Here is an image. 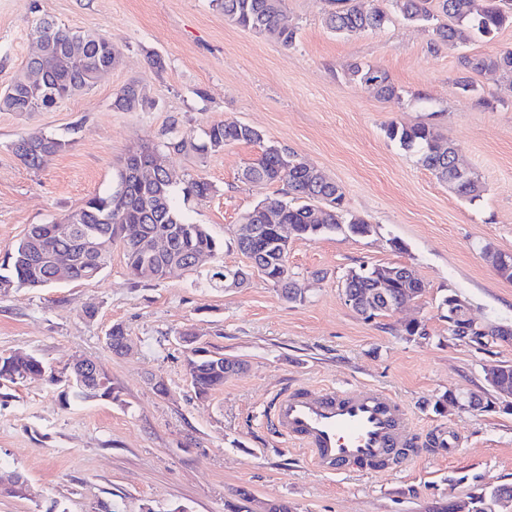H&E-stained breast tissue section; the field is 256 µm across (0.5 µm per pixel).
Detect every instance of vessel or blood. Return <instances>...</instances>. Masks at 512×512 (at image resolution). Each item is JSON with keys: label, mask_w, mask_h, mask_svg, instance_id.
I'll use <instances>...</instances> for the list:
<instances>
[{"label": "vessel or blood", "mask_w": 512, "mask_h": 512, "mask_svg": "<svg viewBox=\"0 0 512 512\" xmlns=\"http://www.w3.org/2000/svg\"><path fill=\"white\" fill-rule=\"evenodd\" d=\"M272 415L278 433L327 475L401 466L421 441L403 406L372 386L294 388L276 398Z\"/></svg>", "instance_id": "b4317fda"}]
</instances>
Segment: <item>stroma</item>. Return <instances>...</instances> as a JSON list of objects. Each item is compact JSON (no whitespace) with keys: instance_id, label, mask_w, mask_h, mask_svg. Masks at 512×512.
Listing matches in <instances>:
<instances>
[{"instance_id":"1","label":"stroma","mask_w":512,"mask_h":512,"mask_svg":"<svg viewBox=\"0 0 512 512\" xmlns=\"http://www.w3.org/2000/svg\"><path fill=\"white\" fill-rule=\"evenodd\" d=\"M328 0H287L292 46L230 24L211 0H0V90L30 51L33 21L112 37L122 63L89 92L43 112H0V256L33 224H48L91 196L111 190L130 150L177 134L202 141L220 120L258 129L263 143L286 147L339 185L348 210L373 230L294 239L288 272L304 290L291 301L261 276L241 288L210 282L206 269L176 270L134 283L115 244L95 279L0 293V354L25 351L55 370L73 357L93 359L121 390L120 402L62 403L59 387L29 378L0 392V473L29 483L27 498L0 496V512H264L288 502L293 512H425L476 486L512 483V411L488 384L487 370L512 365V339H456L443 300L455 293L470 318L512 328V282L483 249L512 253V81L474 76L461 93L457 50L431 29L393 17L353 37L330 32ZM157 53L162 69L150 66ZM386 71L399 96L384 100L350 81L351 63ZM158 99L148 112L113 109L130 81ZM433 126L457 144L485 190L459 197L385 132L389 123ZM37 129L67 147L38 171L11 145ZM263 143L220 153L169 154L178 184L204 178L206 197L179 207L224 243L218 264L242 267L235 243L242 215L278 197L280 187L245 182L243 169ZM402 265L426 285L394 313L367 320L345 304L346 274L360 266ZM417 320L426 338L400 329ZM122 324L132 341L112 353L106 333ZM241 364L223 387L196 397L183 331ZM164 380L167 395L157 394ZM372 385L408 409L419 433L452 426L453 451L423 449L385 475L314 471L277 434L274 397L296 385ZM476 405L432 410L448 392Z\"/></svg>"}]
</instances>
